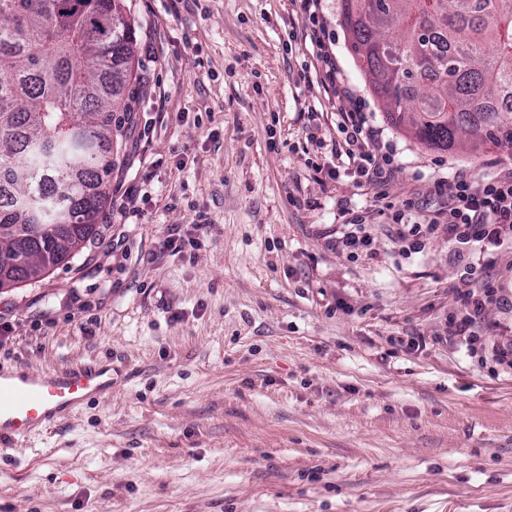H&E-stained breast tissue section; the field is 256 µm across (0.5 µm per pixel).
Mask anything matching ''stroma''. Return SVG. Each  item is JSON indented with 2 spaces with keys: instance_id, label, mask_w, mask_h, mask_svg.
Masks as SVG:
<instances>
[{
  "instance_id": "1",
  "label": "stroma",
  "mask_w": 512,
  "mask_h": 512,
  "mask_svg": "<svg viewBox=\"0 0 512 512\" xmlns=\"http://www.w3.org/2000/svg\"><path fill=\"white\" fill-rule=\"evenodd\" d=\"M126 6L147 86L114 143L110 221L0 290V370L108 358L114 384L0 446V512H512V368L489 358L512 340V245L441 227L415 253L388 222L392 206L428 221L435 179L482 188L512 151L393 127L322 0L328 51L395 159L379 189L330 178L336 99L296 0ZM342 199L372 255L337 247ZM175 227L196 231L192 257L160 254ZM482 258L507 302L486 304L473 354L447 319Z\"/></svg>"
}]
</instances>
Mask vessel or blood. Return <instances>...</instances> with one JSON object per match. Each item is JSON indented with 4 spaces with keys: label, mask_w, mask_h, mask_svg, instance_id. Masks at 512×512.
<instances>
[{
    "label": "vessel or blood",
    "mask_w": 512,
    "mask_h": 512,
    "mask_svg": "<svg viewBox=\"0 0 512 512\" xmlns=\"http://www.w3.org/2000/svg\"><path fill=\"white\" fill-rule=\"evenodd\" d=\"M112 384V367L103 362L42 373L0 371V444L67 419Z\"/></svg>",
    "instance_id": "obj_1"
}]
</instances>
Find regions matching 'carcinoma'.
<instances>
[{
  "instance_id": "obj_1",
  "label": "carcinoma",
  "mask_w": 512,
  "mask_h": 512,
  "mask_svg": "<svg viewBox=\"0 0 512 512\" xmlns=\"http://www.w3.org/2000/svg\"><path fill=\"white\" fill-rule=\"evenodd\" d=\"M387 118L428 149L512 148V0H341ZM136 31L125 0H0V286L100 235Z\"/></svg>"
}]
</instances>
